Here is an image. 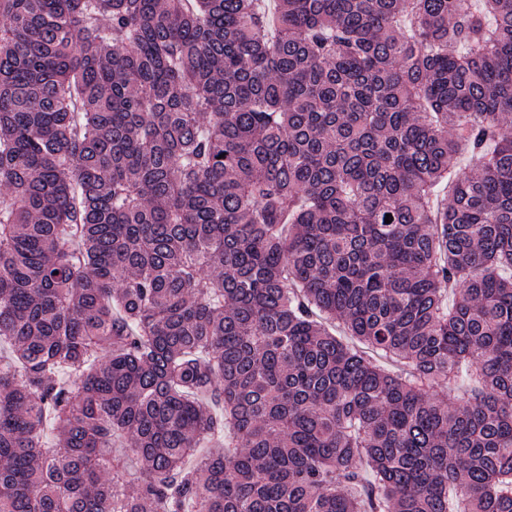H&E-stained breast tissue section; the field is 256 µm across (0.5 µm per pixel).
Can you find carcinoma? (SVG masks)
I'll return each instance as SVG.
<instances>
[{"instance_id":"1","label":"carcinoma","mask_w":512,"mask_h":512,"mask_svg":"<svg viewBox=\"0 0 512 512\" xmlns=\"http://www.w3.org/2000/svg\"><path fill=\"white\" fill-rule=\"evenodd\" d=\"M511 115L512 0H0V512H512Z\"/></svg>"}]
</instances>
